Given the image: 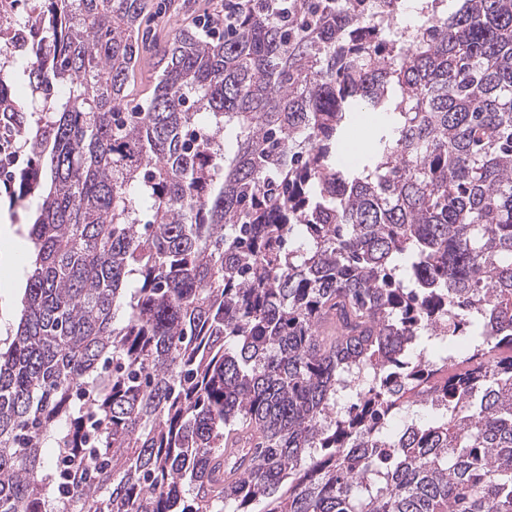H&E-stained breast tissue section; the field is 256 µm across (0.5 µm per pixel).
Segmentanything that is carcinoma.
Segmentation results:
<instances>
[{
  "mask_svg": "<svg viewBox=\"0 0 512 512\" xmlns=\"http://www.w3.org/2000/svg\"><path fill=\"white\" fill-rule=\"evenodd\" d=\"M33 3L0 512H512V0ZM171 1L170 9L166 12V14H163V11L160 15L155 16L153 22L151 23L153 31L159 35V38L161 40H165L169 37H171V32L169 25L166 24V20L169 15H172V22L177 21L178 25L181 26H193L197 25L194 23V19L197 17L198 14L203 13L204 9H208L210 13L217 12V16L224 18V3L222 1L219 2V0H192L194 4L193 8L189 10H178L175 8L179 7V5L183 2V0H166L165 2L169 3ZM221 3V8H220ZM220 9V10H219ZM174 13L176 16H174ZM153 58L150 52H145L142 56L141 63L137 73V84L138 91L144 90V92H140V95L129 97L130 103L129 108L133 107L137 104L145 95H141L142 93H146L152 87L155 76V69L153 67Z\"/></svg>",
  "mask_w": 512,
  "mask_h": 512,
  "instance_id": "obj_1",
  "label": "carcinoma"
}]
</instances>
